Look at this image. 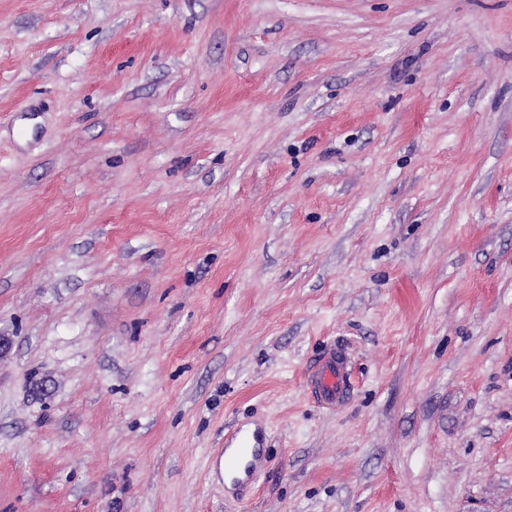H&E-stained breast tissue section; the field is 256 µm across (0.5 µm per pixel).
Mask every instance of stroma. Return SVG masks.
Listing matches in <instances>:
<instances>
[{"label":"stroma","mask_w":512,"mask_h":512,"mask_svg":"<svg viewBox=\"0 0 512 512\" xmlns=\"http://www.w3.org/2000/svg\"><path fill=\"white\" fill-rule=\"evenodd\" d=\"M0 335V512H512V0H0ZM306 382L321 405L332 408L342 402L354 388L345 353L340 349L330 350ZM266 462L255 437L241 434L236 438L235 447L224 448V477L236 481L243 473L248 480L257 482Z\"/></svg>","instance_id":"obj_1"}]
</instances>
